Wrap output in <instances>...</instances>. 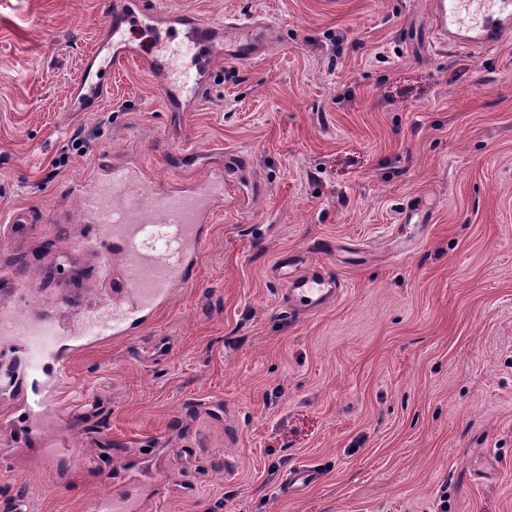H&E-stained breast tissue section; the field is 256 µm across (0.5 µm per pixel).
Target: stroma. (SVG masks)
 Returning <instances> with one entry per match:
<instances>
[{"label": "stroma", "mask_w": 512, "mask_h": 512, "mask_svg": "<svg viewBox=\"0 0 512 512\" xmlns=\"http://www.w3.org/2000/svg\"><path fill=\"white\" fill-rule=\"evenodd\" d=\"M159 3L169 20L128 33L141 59L78 115L100 0H0V214L29 212L0 227V305L111 298L120 270L79 195L124 155L155 185L232 181L193 287L59 381L82 461L12 447L20 396L0 386V508L90 512L137 475L146 512H512V43L441 47L427 0ZM186 14L251 19L265 49L216 55L208 92L171 112L143 58ZM282 256L322 263L343 295L285 313ZM298 463L323 477L284 494Z\"/></svg>", "instance_id": "obj_1"}]
</instances>
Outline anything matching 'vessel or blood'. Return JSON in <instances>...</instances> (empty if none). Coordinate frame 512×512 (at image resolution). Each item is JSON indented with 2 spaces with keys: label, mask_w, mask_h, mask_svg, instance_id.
<instances>
[{
  "label": "vessel or blood",
  "mask_w": 512,
  "mask_h": 512,
  "mask_svg": "<svg viewBox=\"0 0 512 512\" xmlns=\"http://www.w3.org/2000/svg\"><path fill=\"white\" fill-rule=\"evenodd\" d=\"M440 45L463 44L480 50L512 40V0H430ZM104 26L97 44L85 54L80 76L68 98V109L86 112L97 106L109 89V75L121 72L137 58L138 50L125 37L126 26L159 18L152 0H103ZM239 40L224 52L227 59L246 65L264 51L263 40L253 38L254 24L237 26ZM224 28L188 16L186 39L207 53H215ZM211 66L187 75L182 82L165 84L168 106L194 102L207 92ZM144 172L130 160L113 165L82 204L112 241L111 255L121 261L123 287L112 301L90 310L69 327L51 316L31 310L17 318L0 313V349L24 353L32 382L22 390L26 429L13 430V445L22 448L41 441V423L57 412L53 400L56 382L69 369L74 355L106 338H126L143 331L167 308L176 286L194 281V270L209 236L210 225L224 205L223 190L209 183L185 180L143 192ZM273 274L284 284L282 306L288 314L313 316L330 307L343 291L341 281L318 263H292L279 258ZM322 477L309 465L289 467L283 479L287 491L316 484ZM133 494L99 499L94 512H133Z\"/></svg>",
  "instance_id": "vessel-or-blood-1"
}]
</instances>
